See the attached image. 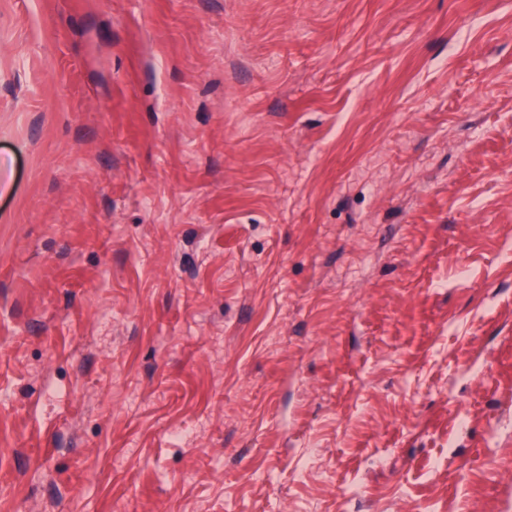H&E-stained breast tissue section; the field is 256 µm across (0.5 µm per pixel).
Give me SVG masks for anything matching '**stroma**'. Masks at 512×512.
<instances>
[{"mask_svg":"<svg viewBox=\"0 0 512 512\" xmlns=\"http://www.w3.org/2000/svg\"><path fill=\"white\" fill-rule=\"evenodd\" d=\"M0 512H512V0H0Z\"/></svg>","mask_w":512,"mask_h":512,"instance_id":"35a3bbf8","label":"stroma"}]
</instances>
